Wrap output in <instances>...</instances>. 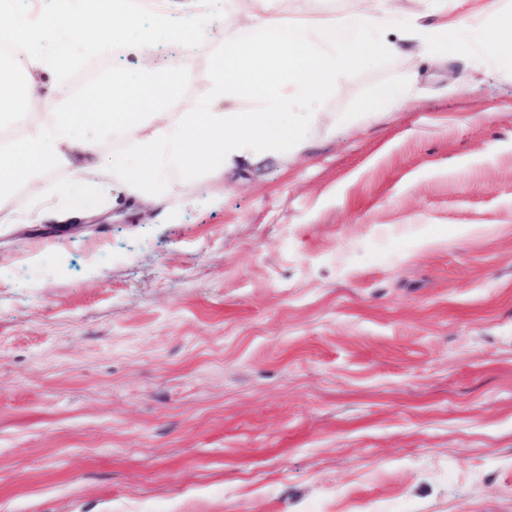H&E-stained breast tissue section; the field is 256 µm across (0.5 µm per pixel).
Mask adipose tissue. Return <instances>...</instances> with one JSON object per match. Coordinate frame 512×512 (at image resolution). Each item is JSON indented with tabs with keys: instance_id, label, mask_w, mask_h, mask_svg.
<instances>
[{
	"instance_id": "ef3b65f1",
	"label": "adipose tissue",
	"mask_w": 512,
	"mask_h": 512,
	"mask_svg": "<svg viewBox=\"0 0 512 512\" xmlns=\"http://www.w3.org/2000/svg\"><path fill=\"white\" fill-rule=\"evenodd\" d=\"M373 15L351 14L309 30L275 18L271 0H250L237 29L222 28L210 102L188 103L180 116L164 111L184 75L171 67L148 63L159 44L191 43L210 22L201 13L156 12L150 30L137 47L146 61L131 72L112 71L73 97L63 111L45 113L31 122L28 100L39 95L34 71H64L72 63L71 46L81 39L96 50L109 43L108 29L132 27L146 0H96L79 33L67 7L53 15L0 13V28L22 46L23 70L0 59V129L24 128L16 143L0 150V194L23 182L29 194L49 202L62 193L51 179L53 170L81 162L85 171L106 168L115 188L145 202L158 198L164 174L174 168L191 176L208 171L220 176L224 167L262 146L297 136L328 95L337 72L361 67L378 45L360 40L363 30L398 18L396 0H380ZM251 30L240 39L238 28ZM242 97L257 100L260 111L239 112ZM126 139L129 150L101 157L102 138Z\"/></svg>"
}]
</instances>
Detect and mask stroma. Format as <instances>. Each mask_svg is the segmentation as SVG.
<instances>
[{
	"mask_svg": "<svg viewBox=\"0 0 512 512\" xmlns=\"http://www.w3.org/2000/svg\"><path fill=\"white\" fill-rule=\"evenodd\" d=\"M338 72L299 140L158 208L0 209V512H512V45L481 0ZM374 0H277L305 22ZM422 38V46L408 33ZM38 72L65 105L96 59ZM207 37L167 111L210 98ZM399 87L404 102L363 104Z\"/></svg>",
	"mask_w": 512,
	"mask_h": 512,
	"instance_id": "obj_1",
	"label": "stroma"
}]
</instances>
